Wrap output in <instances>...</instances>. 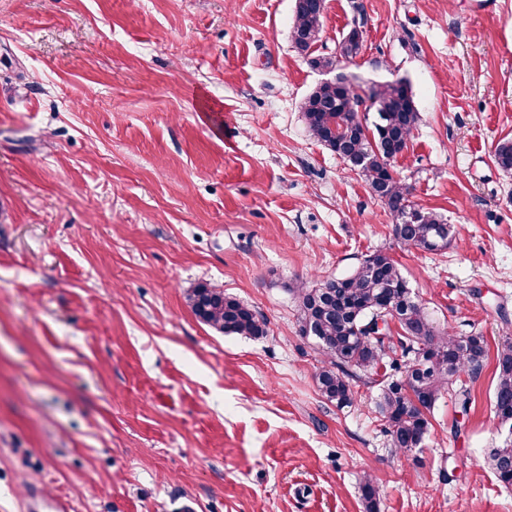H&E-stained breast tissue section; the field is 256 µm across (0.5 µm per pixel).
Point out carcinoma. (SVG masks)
I'll return each instance as SVG.
<instances>
[{
  "label": "carcinoma",
  "mask_w": 512,
  "mask_h": 512,
  "mask_svg": "<svg viewBox=\"0 0 512 512\" xmlns=\"http://www.w3.org/2000/svg\"><path fill=\"white\" fill-rule=\"evenodd\" d=\"M326 0H294L291 38L297 52L318 70H332L360 49L362 33L343 34L334 55H312L321 37ZM375 113L372 123L352 110L360 95L345 94L334 81L317 85L301 109L310 135L362 178L395 219L394 238L408 249L437 254L448 247L452 227L442 215L416 207L409 188L394 175L389 157L408 146L419 122L414 97L404 79L374 84L365 92ZM494 162L512 173V140L500 141ZM300 333L313 338L323 356L317 387L338 408L354 404V385L378 387L376 407L391 451L422 447L429 433L428 412L462 373L480 374L487 350L479 334H450L415 299L401 269L385 249L363 257L349 274L296 289ZM187 303L204 324L226 335L266 334L261 315L224 291L207 285L189 290ZM400 332L393 336L391 313ZM495 415L509 424L508 435L487 456L497 480L512 486V341L496 355ZM366 512H378L379 488L366 475L361 483Z\"/></svg>",
  "instance_id": "obj_1"
}]
</instances>
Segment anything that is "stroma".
Here are the masks:
<instances>
[{
  "label": "stroma",
  "mask_w": 512,
  "mask_h": 512,
  "mask_svg": "<svg viewBox=\"0 0 512 512\" xmlns=\"http://www.w3.org/2000/svg\"><path fill=\"white\" fill-rule=\"evenodd\" d=\"M294 0H0V512L40 484L72 512H512L487 452L506 434L512 338V0H326L319 53L355 14L360 87L407 80L420 120L392 163L454 226L410 250L366 183L308 133L328 72L291 42ZM386 248L452 334L484 336L469 415L443 395L392 455L376 389L324 400L294 288ZM209 284L267 334L201 323ZM495 415L501 423H509L508 435L496 448H492L487 462L497 480L512 486V341L506 340L498 349L495 364Z\"/></svg>",
  "instance_id": "1"
}]
</instances>
